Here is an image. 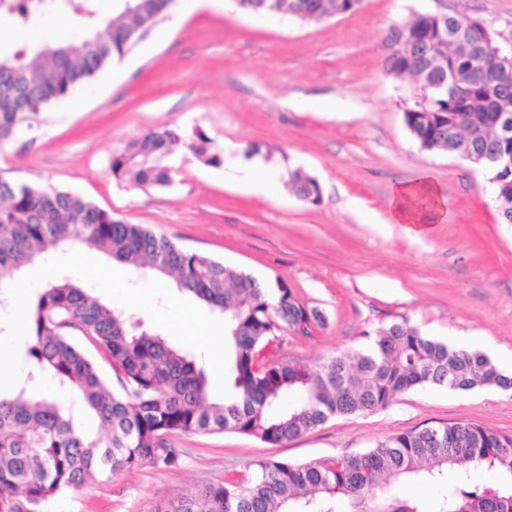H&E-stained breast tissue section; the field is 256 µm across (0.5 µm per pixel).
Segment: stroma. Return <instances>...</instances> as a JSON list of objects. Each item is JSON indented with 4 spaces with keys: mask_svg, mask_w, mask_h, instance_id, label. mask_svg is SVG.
<instances>
[{
    "mask_svg": "<svg viewBox=\"0 0 512 512\" xmlns=\"http://www.w3.org/2000/svg\"><path fill=\"white\" fill-rule=\"evenodd\" d=\"M416 12L484 19L512 30V0H362L351 13L307 24L239 11L233 0L177 15L99 76L81 109L40 112L31 133L0 145V177L81 195L133 224L252 274L283 280L323 315L308 334L283 330L276 353L312 361L360 348L366 331L409 319L423 335L480 350L512 374V224L502 223L484 174L453 154L422 150L404 121L420 93L389 73L384 39ZM203 130L221 152L255 151L280 171L301 168L321 201L286 182L255 196L226 183L182 146L166 162L172 182L115 179L113 153L148 131ZM428 171L447 214L418 241L387 223L393 187ZM144 326L192 354L213 391L224 377L194 343L137 307ZM457 421L512 436V390L439 388L400 394L385 410L333 418L282 445L232 433L181 437L178 469L139 466L88 481L43 512H153L186 489L248 475L266 459L304 462L370 448Z\"/></svg>",
    "mask_w": 512,
    "mask_h": 512,
    "instance_id": "35a3bbf8",
    "label": "stroma"
}]
</instances>
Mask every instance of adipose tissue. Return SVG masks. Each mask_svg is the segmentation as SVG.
<instances>
[{
  "mask_svg": "<svg viewBox=\"0 0 512 512\" xmlns=\"http://www.w3.org/2000/svg\"><path fill=\"white\" fill-rule=\"evenodd\" d=\"M275 174L261 160L230 163L224 171L225 181L241 186L257 195L267 194ZM447 199L441 194L428 173H421L416 181L402 182L393 187L388 223L400 225L407 238L420 239L425 224L444 215ZM71 266L83 277L105 289L112 297V304L125 307L132 304L148 305L154 302L158 282L147 281L132 285L112 268L98 265L86 254L78 253L69 258Z\"/></svg>",
  "mask_w": 512,
  "mask_h": 512,
  "instance_id": "1",
  "label": "adipose tissue"
}]
</instances>
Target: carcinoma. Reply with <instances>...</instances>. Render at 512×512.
I'll return each mask as SVG.
<instances>
[{
	"instance_id": "cac0c4a2",
	"label": "carcinoma",
	"mask_w": 512,
	"mask_h": 512,
	"mask_svg": "<svg viewBox=\"0 0 512 512\" xmlns=\"http://www.w3.org/2000/svg\"><path fill=\"white\" fill-rule=\"evenodd\" d=\"M300 3L306 9L301 21L311 24L327 20L331 9L351 13L361 0H268L256 15L275 10L292 18ZM169 4L125 0L104 19L102 38L92 33L97 0H0V15L23 25L61 13L84 21L68 38L45 43L32 64L22 52L0 54V143L31 130L38 112L92 91L112 61L130 51L139 28L161 20ZM404 27L436 40L428 49L411 44L386 56L390 73L414 77L427 96L428 111L404 113L420 148L461 157L496 152L512 161V79L498 76L491 54L476 47L469 17L450 15L438 24L431 14L417 13ZM180 139L169 129L146 133L112 155V174L141 186L169 184L164 160ZM187 147L205 165L220 163L200 129ZM482 167L500 208L511 211L512 165L486 159ZM288 184L305 202L321 199L318 181L300 168L288 171ZM75 244L137 273L168 275L178 289L223 314L227 396L214 399L204 369L125 310L100 302L70 276L54 278L30 309L32 335L20 360L24 379L0 392V512H41L50 498L97 475L142 465L176 469L182 436L233 432L284 444L332 418L383 410L412 389H512V376L488 356L423 336L406 318L365 332L363 348L264 368L261 356L279 339L282 304L293 294L285 282L269 288L76 194L0 178L1 301L8 302L36 259ZM70 329L109 364L119 388L67 335ZM37 375L72 393V401L36 395L29 382ZM89 413L99 421L95 434L82 426ZM479 469L497 481L474 482ZM401 483L432 488L433 510L397 495ZM154 512H512V436L459 421L301 463L268 459L246 481L196 487Z\"/></svg>"
}]
</instances>
